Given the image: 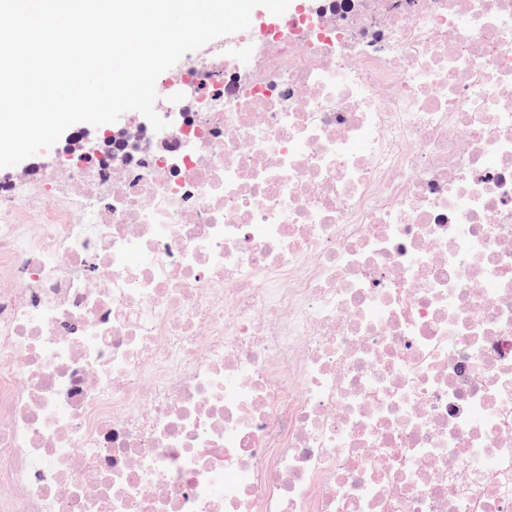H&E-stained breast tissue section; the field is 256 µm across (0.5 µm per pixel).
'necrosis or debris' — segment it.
I'll use <instances>...</instances> for the list:
<instances>
[{
    "instance_id": "necrosis-or-debris-1",
    "label": "necrosis or debris",
    "mask_w": 512,
    "mask_h": 512,
    "mask_svg": "<svg viewBox=\"0 0 512 512\" xmlns=\"http://www.w3.org/2000/svg\"><path fill=\"white\" fill-rule=\"evenodd\" d=\"M241 39L0 186V512H512V0Z\"/></svg>"
}]
</instances>
